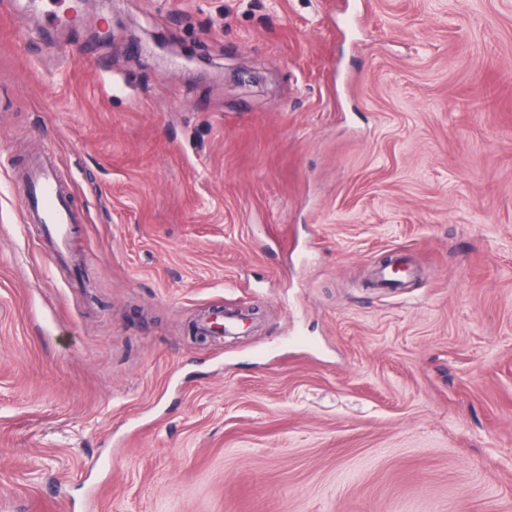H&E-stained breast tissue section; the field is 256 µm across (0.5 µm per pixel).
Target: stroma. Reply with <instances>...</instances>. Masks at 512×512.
Instances as JSON below:
<instances>
[{"label": "stroma", "mask_w": 512, "mask_h": 512, "mask_svg": "<svg viewBox=\"0 0 512 512\" xmlns=\"http://www.w3.org/2000/svg\"><path fill=\"white\" fill-rule=\"evenodd\" d=\"M0 19V512H512V0ZM53 150L83 223L42 255ZM416 275L368 287L388 256ZM253 308L202 339L218 308ZM23 222L43 231L45 251L54 259L68 250L69 228L79 224L81 215L66 195L52 150L45 151L29 165L19 186Z\"/></svg>", "instance_id": "obj_1"}]
</instances>
